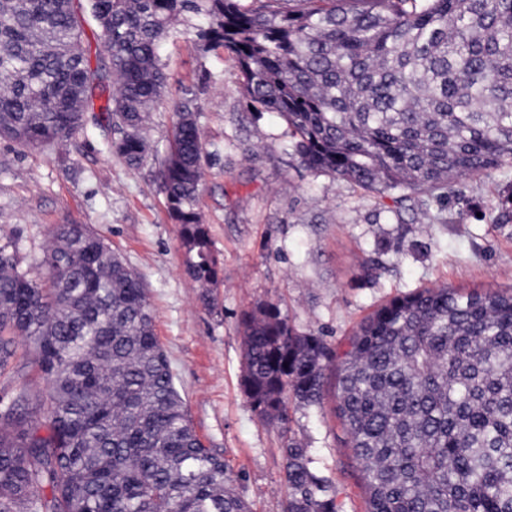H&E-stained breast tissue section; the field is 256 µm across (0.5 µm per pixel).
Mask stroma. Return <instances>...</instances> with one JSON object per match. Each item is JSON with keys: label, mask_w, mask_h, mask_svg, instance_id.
Masks as SVG:
<instances>
[{"label": "stroma", "mask_w": 512, "mask_h": 512, "mask_svg": "<svg viewBox=\"0 0 512 512\" xmlns=\"http://www.w3.org/2000/svg\"><path fill=\"white\" fill-rule=\"evenodd\" d=\"M199 23L183 16L178 37L161 49L168 84L148 134L165 151L174 104L195 100L209 155L199 212L219 265L213 303L203 302L201 284L186 270L159 162L128 167L91 125L72 145L54 150L0 141V245L34 278L46 274L57 225H86L112 245L142 280L196 433L223 456L252 512H284L289 438L307 448L337 512H367L336 413L335 368L325 372L320 404L291 405L288 431L268 425L245 394L241 318L258 304L275 303L296 329L336 348L379 306L416 289L511 290L512 226L488 216L504 175L493 170L461 181L449 223L378 221L372 196L312 174L288 155L282 121L252 118L237 68L223 49L199 41ZM16 345L12 372L0 377V406L22 410L26 396L45 385L32 343L20 337Z\"/></svg>", "instance_id": "stroma-1"}]
</instances>
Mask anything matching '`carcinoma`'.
Instances as JSON below:
<instances>
[{
    "label": "carcinoma",
    "instance_id": "1",
    "mask_svg": "<svg viewBox=\"0 0 512 512\" xmlns=\"http://www.w3.org/2000/svg\"><path fill=\"white\" fill-rule=\"evenodd\" d=\"M186 13L207 22L198 36L224 49L253 114L285 122L288 153L376 197L388 221L446 224L460 181L512 167V0H5L0 140L67 146L90 121L140 167L167 83L159 49ZM196 112L174 105L161 179L188 272L208 287ZM489 215L512 224L511 180ZM46 264L33 279L0 246V372L25 337L47 387L30 411L0 413V512H250L188 418L139 274L83 224L56 227ZM241 328L245 394L281 429L337 366L368 512H512V293L394 297L339 354L274 303ZM284 454L285 512H336L307 450L290 440Z\"/></svg>",
    "mask_w": 512,
    "mask_h": 512
}]
</instances>
